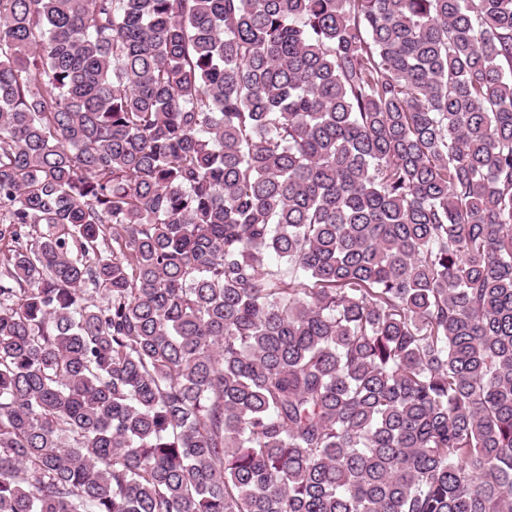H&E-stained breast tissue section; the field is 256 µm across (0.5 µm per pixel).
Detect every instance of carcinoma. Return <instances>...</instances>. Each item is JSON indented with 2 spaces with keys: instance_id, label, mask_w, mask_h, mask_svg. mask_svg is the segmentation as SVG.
Instances as JSON below:
<instances>
[{
  "instance_id": "cac0c4a2",
  "label": "carcinoma",
  "mask_w": 512,
  "mask_h": 512,
  "mask_svg": "<svg viewBox=\"0 0 512 512\" xmlns=\"http://www.w3.org/2000/svg\"><path fill=\"white\" fill-rule=\"evenodd\" d=\"M2 241L0 512H512V0H0Z\"/></svg>"
}]
</instances>
